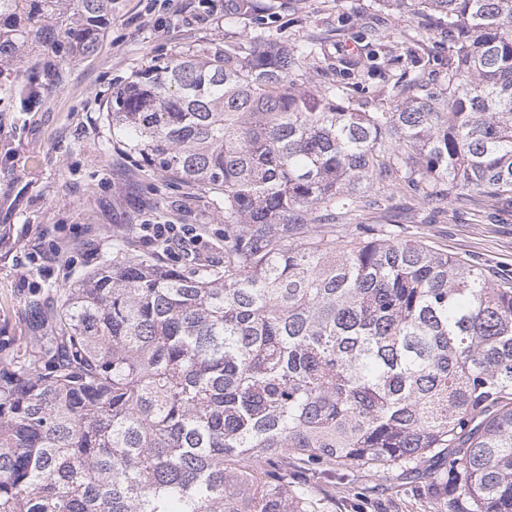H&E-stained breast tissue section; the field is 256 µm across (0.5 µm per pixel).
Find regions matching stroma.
Wrapping results in <instances>:
<instances>
[{
    "label": "stroma",
    "instance_id": "stroma-1",
    "mask_svg": "<svg viewBox=\"0 0 512 512\" xmlns=\"http://www.w3.org/2000/svg\"><path fill=\"white\" fill-rule=\"evenodd\" d=\"M225 0H114L95 52L70 58L42 52L26 64L37 96L19 112L0 105V328L25 333L22 304L32 289L56 302L116 246L153 254L142 224H188L202 234L203 256L224 252V221L208 198L139 168L108 126L112 92L136 72L165 62L177 50L240 41L248 27L228 23ZM407 16L373 8L371 0H294L269 17L275 40L295 47L314 40L320 55L338 49L375 51L389 63L373 74L344 73L351 96L374 98L401 75L433 81L448 54L444 34L411 41ZM422 229L432 248L478 262L491 274H512V212L487 207ZM60 250L59 262L44 257ZM335 497L324 512H435L416 484L391 478L376 488L372 472L327 476Z\"/></svg>",
    "mask_w": 512,
    "mask_h": 512
}]
</instances>
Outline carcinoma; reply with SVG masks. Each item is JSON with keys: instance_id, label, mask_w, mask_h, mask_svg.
Masks as SVG:
<instances>
[{"instance_id": "1", "label": "carcinoma", "mask_w": 512, "mask_h": 512, "mask_svg": "<svg viewBox=\"0 0 512 512\" xmlns=\"http://www.w3.org/2000/svg\"><path fill=\"white\" fill-rule=\"evenodd\" d=\"M448 29L393 106L314 42L176 53L106 104L140 167L212 196L224 261L122 249L25 336L0 335V512H321L326 468L424 480L447 512H512V282L428 248L448 200L512 203V0H374ZM112 0H0V70L93 53ZM414 201L412 227L361 220Z\"/></svg>"}]
</instances>
